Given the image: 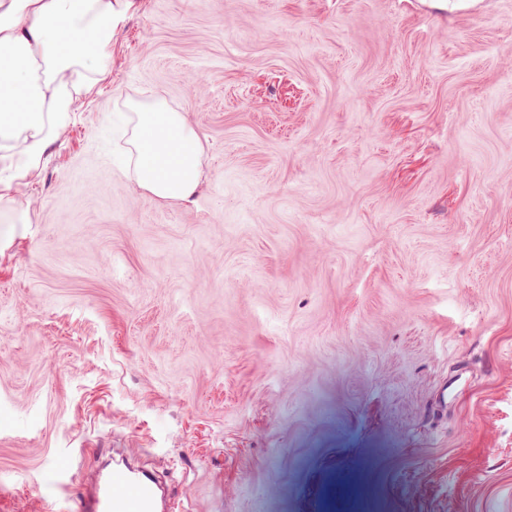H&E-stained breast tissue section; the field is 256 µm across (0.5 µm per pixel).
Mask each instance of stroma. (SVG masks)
I'll use <instances>...</instances> for the list:
<instances>
[{
  "instance_id": "1",
  "label": "stroma",
  "mask_w": 512,
  "mask_h": 512,
  "mask_svg": "<svg viewBox=\"0 0 512 512\" xmlns=\"http://www.w3.org/2000/svg\"><path fill=\"white\" fill-rule=\"evenodd\" d=\"M132 100L192 201L126 178ZM13 196L0 512L121 459L189 512H512V0H133ZM126 174L164 202L188 201L196 192L205 147L182 112L163 101L131 102Z\"/></svg>"
}]
</instances>
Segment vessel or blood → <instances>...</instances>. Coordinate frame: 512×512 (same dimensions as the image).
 Listing matches in <instances>:
<instances>
[{"label": "vessel or blood", "instance_id": "b4317fda", "mask_svg": "<svg viewBox=\"0 0 512 512\" xmlns=\"http://www.w3.org/2000/svg\"><path fill=\"white\" fill-rule=\"evenodd\" d=\"M163 493L148 475L115 465L102 474L91 495L82 496L79 512H158Z\"/></svg>", "mask_w": 512, "mask_h": 512}]
</instances>
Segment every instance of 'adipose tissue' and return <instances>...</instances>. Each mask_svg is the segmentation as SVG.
Here are the masks:
<instances>
[{"label": "adipose tissue", "mask_w": 512, "mask_h": 512, "mask_svg": "<svg viewBox=\"0 0 512 512\" xmlns=\"http://www.w3.org/2000/svg\"><path fill=\"white\" fill-rule=\"evenodd\" d=\"M132 0H0V202L36 171L108 67ZM126 171L164 202L196 192L205 147L165 102L130 105Z\"/></svg>", "instance_id": "adipose-tissue-1"}]
</instances>
